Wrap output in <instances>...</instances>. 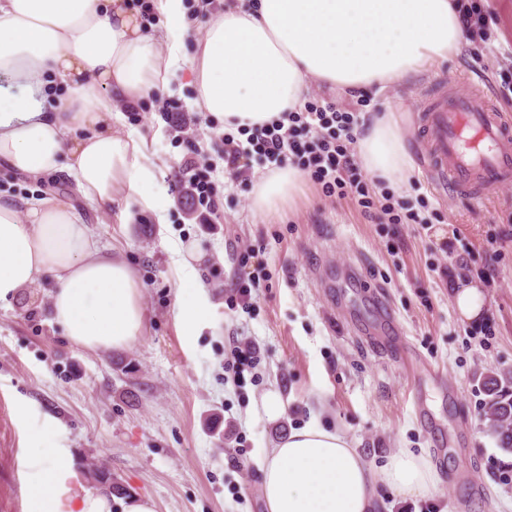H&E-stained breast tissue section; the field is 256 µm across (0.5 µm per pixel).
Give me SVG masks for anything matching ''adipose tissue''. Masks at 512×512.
Returning <instances> with one entry per match:
<instances>
[{"instance_id":"adipose-tissue-1","label":"adipose tissue","mask_w":512,"mask_h":512,"mask_svg":"<svg viewBox=\"0 0 512 512\" xmlns=\"http://www.w3.org/2000/svg\"><path fill=\"white\" fill-rule=\"evenodd\" d=\"M257 2L215 13L191 54L185 0H152L157 31L127 0H0V160L35 179H71L103 214L131 196L153 211L150 183L166 162L140 130L113 131L118 103L136 104L180 73L225 127L259 126L303 109L311 82L382 91L471 42L454 0ZM357 153L370 175L394 184L413 167L389 112L366 128ZM301 181L292 166L259 174L253 210L290 206ZM42 279L73 344L120 352L143 335L140 279L68 198L22 206L0 195V302ZM261 472L268 512H374L379 488L422 496L438 482L422 456L402 448L376 468L345 435L316 425L267 449ZM73 475L71 460L48 456L29 491L34 512H112L109 489L88 490Z\"/></svg>"}]
</instances>
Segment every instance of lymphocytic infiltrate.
<instances>
[{
    "instance_id": "f902f5d3",
    "label": "lymphocytic infiltrate",
    "mask_w": 512,
    "mask_h": 512,
    "mask_svg": "<svg viewBox=\"0 0 512 512\" xmlns=\"http://www.w3.org/2000/svg\"><path fill=\"white\" fill-rule=\"evenodd\" d=\"M366 102L356 99L348 109L323 98L305 102L301 111L283 113L280 120L224 133L221 158L230 175L243 176V160L258 158L274 168L299 169L329 199L350 198L365 215H378L384 224H414L429 230L411 202L382 190L370 195L359 158L353 148L355 131L362 123ZM214 166L188 158L170 184L173 193L198 202L207 214H216Z\"/></svg>"
}]
</instances>
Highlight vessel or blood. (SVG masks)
Returning <instances> with one entry per match:
<instances>
[{
	"label": "vessel or blood",
	"instance_id": "1",
	"mask_svg": "<svg viewBox=\"0 0 512 512\" xmlns=\"http://www.w3.org/2000/svg\"><path fill=\"white\" fill-rule=\"evenodd\" d=\"M466 81L465 94L439 81L424 90L416 115L422 131L417 149L436 187L484 201L512 181V114L492 102L478 72Z\"/></svg>",
	"mask_w": 512,
	"mask_h": 512
}]
</instances>
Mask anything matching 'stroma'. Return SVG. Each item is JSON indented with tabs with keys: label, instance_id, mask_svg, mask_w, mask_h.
I'll use <instances>...</instances> for the list:
<instances>
[{
	"label": "stroma",
	"instance_id": "stroma-1",
	"mask_svg": "<svg viewBox=\"0 0 512 512\" xmlns=\"http://www.w3.org/2000/svg\"><path fill=\"white\" fill-rule=\"evenodd\" d=\"M484 36L432 68L382 93L365 89V121L394 113L407 142L412 111L427 82L467 93L457 78L482 64L487 94L512 80V0H485ZM198 114V113H197ZM181 140L156 102L121 113L117 130L153 135L165 159L217 160L224 124L208 113ZM156 171L154 212L131 224L83 210L102 245L135 269L146 326L129 349L97 354L74 345L52 317L50 288L38 283L0 305V512H33L27 486L47 453L66 452L85 488L91 465L129 491L154 499L157 512H266L264 450L290 429L316 424L344 433L372 465L406 448L426 457L436 489L404 497L384 488L376 512H512V470L480 420L477 376L512 368V182L477 202L439 191L414 166L399 197L422 198L430 235L382 224L351 199L321 197L310 181L289 209L261 215L252 184L213 174L219 210L198 223L195 205L174 196ZM64 180H33L0 162V192L20 198L65 195ZM201 253L186 280H201L200 323L176 317L173 241ZM260 247L266 286L249 309L231 306L241 253ZM477 284L481 316L463 320L456 283ZM260 349L255 369L224 371L236 341ZM277 387L285 413L253 415Z\"/></svg>",
	"mask_w": 512,
	"mask_h": 512
}]
</instances>
